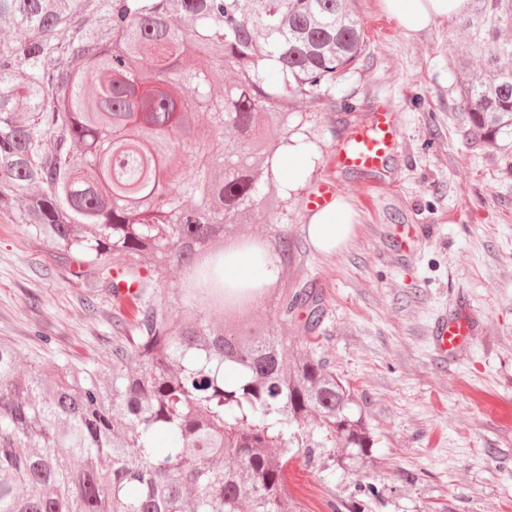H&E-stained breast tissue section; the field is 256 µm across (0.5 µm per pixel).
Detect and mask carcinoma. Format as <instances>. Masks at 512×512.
<instances>
[{"label": "carcinoma", "mask_w": 512, "mask_h": 512, "mask_svg": "<svg viewBox=\"0 0 512 512\" xmlns=\"http://www.w3.org/2000/svg\"><path fill=\"white\" fill-rule=\"evenodd\" d=\"M1 26L0 211L93 287L113 288L114 262L138 292L132 322L112 325L132 337L109 377L35 356L24 369L0 340V512H189L193 489L197 512H301L296 459L382 469L364 404L320 351V289L275 299L293 341L194 313L260 294L224 280L228 252L213 245L259 205L288 219L278 158L310 143L289 103L336 111L331 92L366 51L355 0H0ZM459 27L460 107L493 145L512 130V0H470ZM226 70L236 81L218 96ZM197 109L210 129L193 128ZM271 124L283 132L269 143ZM176 154L193 172L175 180ZM252 256L285 278L288 233ZM170 265L185 273L183 311L157 296ZM384 496L367 481L327 508L368 512Z\"/></svg>", "instance_id": "obj_1"}]
</instances>
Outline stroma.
<instances>
[{
  "instance_id": "1",
  "label": "stroma",
  "mask_w": 512,
  "mask_h": 512,
  "mask_svg": "<svg viewBox=\"0 0 512 512\" xmlns=\"http://www.w3.org/2000/svg\"><path fill=\"white\" fill-rule=\"evenodd\" d=\"M356 6L367 50L336 100L367 119L392 112L397 146L380 174L336 170L332 156L348 131L338 113L310 114L319 152L310 183L334 180L357 223L346 247L318 250L306 231L309 193L297 192L284 284L323 291L322 352L366 395L385 462L379 480L399 488L386 512H512V423L488 411L512 406V138L490 147L469 133L450 64L451 45L464 39L455 20L410 36L380 0ZM378 178L385 187L369 189ZM411 225L417 242L397 250L396 236ZM459 296L473 305L478 334L444 360L429 328ZM128 312L106 289L88 293L50 248L0 214V338L22 356L111 374L120 342L112 324ZM407 470L421 482L400 485ZM356 481L331 469L313 476L300 461L288 473L303 512H323L325 500L350 495Z\"/></svg>"
}]
</instances>
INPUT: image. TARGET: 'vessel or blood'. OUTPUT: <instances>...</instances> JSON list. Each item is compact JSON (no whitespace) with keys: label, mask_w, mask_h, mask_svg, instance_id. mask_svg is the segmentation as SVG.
Segmentation results:
<instances>
[{"label":"vessel or blood","mask_w":512,"mask_h":512,"mask_svg":"<svg viewBox=\"0 0 512 512\" xmlns=\"http://www.w3.org/2000/svg\"><path fill=\"white\" fill-rule=\"evenodd\" d=\"M370 126V134L357 138L354 148L336 151L332 159L336 169L369 173L384 166L396 142L394 117L387 111L376 113ZM474 324L475 315L465 302L457 304L451 314L438 316L429 330L435 349L446 357L456 355L467 346Z\"/></svg>","instance_id":"b4317fda"}]
</instances>
